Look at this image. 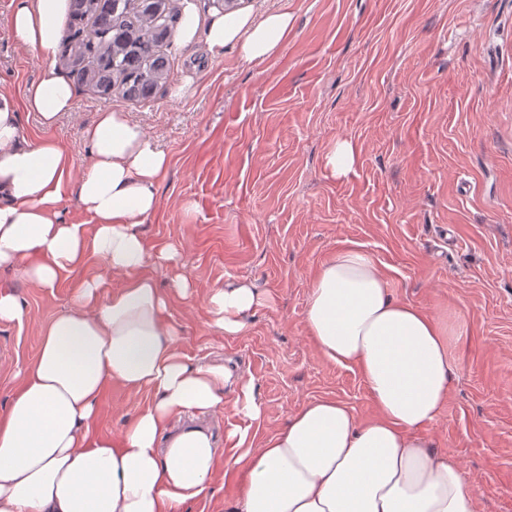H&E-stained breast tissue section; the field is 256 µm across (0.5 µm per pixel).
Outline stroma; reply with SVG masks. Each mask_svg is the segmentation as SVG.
Returning <instances> with one entry per match:
<instances>
[{"label":"stroma","instance_id":"1","mask_svg":"<svg viewBox=\"0 0 512 512\" xmlns=\"http://www.w3.org/2000/svg\"><path fill=\"white\" fill-rule=\"evenodd\" d=\"M0 0V82L23 93L44 61L20 48ZM294 28L279 55L254 68L235 52L172 48L169 86L142 103L105 102L77 89L71 111L46 129L22 112L27 135L71 150L84 171L83 129L111 108L170 157L158 208L140 231L149 251L181 246L194 284L173 300L181 350L253 379L265 416L253 445L308 401L331 397L358 419L376 407L359 372L325 359L305 328L309 286L337 249L362 247L395 298L439 323L461 315L460 372L428 428L437 451L460 460L477 512H512V0H265ZM192 77L191 94L171 84ZM352 142L350 172L325 159ZM98 256L53 289L16 271L0 288L21 301L22 322H0V406L38 356L41 333L68 311L82 283L106 274ZM247 279L265 301L246 331L212 326L208 298ZM151 393L109 388L99 430L117 436ZM242 474L218 472L184 512H228ZM357 152L349 141L338 140L331 147L325 166L333 177L345 175L356 162Z\"/></svg>","mask_w":512,"mask_h":512}]
</instances>
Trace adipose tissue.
Returning <instances> with one entry per match:
<instances>
[{
  "label": "adipose tissue",
  "mask_w": 512,
  "mask_h": 512,
  "mask_svg": "<svg viewBox=\"0 0 512 512\" xmlns=\"http://www.w3.org/2000/svg\"><path fill=\"white\" fill-rule=\"evenodd\" d=\"M67 9L68 0H23L10 14L14 41L45 66L23 95L0 85V270L52 289L92 252L109 274L84 281L72 307L46 326L37 359L0 412V512H182L222 468L244 472L231 512H476L458 461L435 451L427 433L461 367L464 322L444 327L395 299L355 244L319 267L305 326L327 360L358 369L376 415L362 421L343 402L319 398L260 447L248 444V423L265 415L253 382L180 350L169 306L172 296L192 297V280L177 245L149 255L139 232L156 209L167 153L142 126L105 109L85 130L90 162L78 175L60 142L22 129L21 112L38 113L49 128L73 107L76 91L54 65ZM292 28L284 8L205 18L187 0L173 39L204 41L216 56L229 48L260 67ZM71 198L86 222L64 219ZM151 256L169 266V288L144 273ZM259 304L251 281L226 284L210 295L212 322L241 335ZM115 385L153 400L113 439L96 422ZM188 415L193 423L170 431ZM218 418L224 455L209 429Z\"/></svg>",
  "instance_id": "adipose-tissue-1"
}]
</instances>
